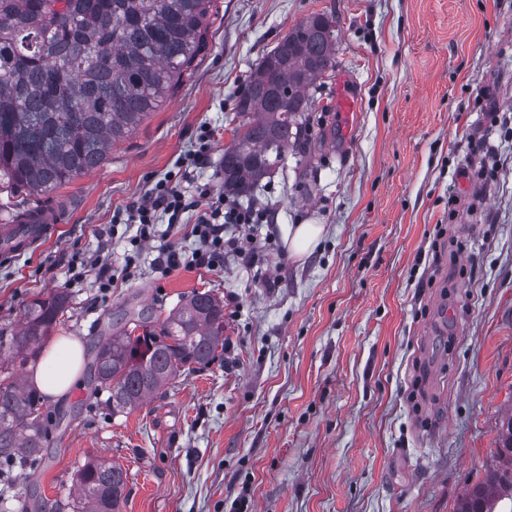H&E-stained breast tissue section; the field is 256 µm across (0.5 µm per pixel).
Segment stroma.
<instances>
[{
	"label": "stroma",
	"mask_w": 512,
	"mask_h": 512,
	"mask_svg": "<svg viewBox=\"0 0 512 512\" xmlns=\"http://www.w3.org/2000/svg\"><path fill=\"white\" fill-rule=\"evenodd\" d=\"M331 16L336 67L317 81L311 167L267 177L273 210L253 268H154L155 243L107 299L71 260L107 248L122 266L136 234L116 221L176 172L201 126L194 175L222 191L236 97L299 21ZM208 49L167 102L103 164L52 193L55 233L0 261V336L35 298L63 289L59 336L84 352L116 322L166 312L194 291L224 302V353L128 413L91 376L45 401L41 459L0 481V508L76 498L90 459L128 473L120 512H452L497 463L512 416V0H217ZM359 101L343 137L340 92ZM489 152L472 155L471 139ZM319 224L307 256L289 226ZM214 138V131L207 126L201 128L197 138V149L190 154L191 166L193 168H202L207 164L211 142Z\"/></svg>",
	"instance_id": "stroma-1"
}]
</instances>
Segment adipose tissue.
Returning <instances> with one entry per match:
<instances>
[{
	"label": "adipose tissue",
	"instance_id": "obj_1",
	"mask_svg": "<svg viewBox=\"0 0 512 512\" xmlns=\"http://www.w3.org/2000/svg\"><path fill=\"white\" fill-rule=\"evenodd\" d=\"M83 360L81 342L72 336L57 337L43 350L33 376L36 387L50 399L67 395L79 382Z\"/></svg>",
	"mask_w": 512,
	"mask_h": 512
}]
</instances>
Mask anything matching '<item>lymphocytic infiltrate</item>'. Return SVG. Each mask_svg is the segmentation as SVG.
<instances>
[{
  "label": "lymphocytic infiltrate",
  "mask_w": 512,
  "mask_h": 512,
  "mask_svg": "<svg viewBox=\"0 0 512 512\" xmlns=\"http://www.w3.org/2000/svg\"><path fill=\"white\" fill-rule=\"evenodd\" d=\"M189 172H179L158 180L140 200L125 209L128 223L137 227L133 246L155 240L157 221L167 216V233L181 226L185 213L195 212L196 218L189 234L196 246L191 254L190 266L212 271L223 269L225 257L232 256L244 266H251L256 251L239 244L238 240L224 236L228 224H263L269 222L271 212L263 206H243L215 193L210 185L196 186L194 195H187L183 184L189 181Z\"/></svg>",
  "instance_id": "lymphocytic-infiltrate-1"
}]
</instances>
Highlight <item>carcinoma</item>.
Returning <instances> with one entry per match:
<instances>
[{"label":"carcinoma","mask_w":512,"mask_h":512,"mask_svg":"<svg viewBox=\"0 0 512 512\" xmlns=\"http://www.w3.org/2000/svg\"><path fill=\"white\" fill-rule=\"evenodd\" d=\"M214 0H0V183L41 196L96 169L167 98L206 51ZM336 67L333 20L311 14L264 53L237 99L221 168L224 193L254 201L261 181L292 151L305 159L316 81ZM68 306L58 291L32 301L25 326L0 348L20 365L36 357ZM224 348V303L195 293L159 320L143 311L94 346L91 365L112 413L132 411ZM43 396L0 385V469L37 462L47 429ZM497 454L507 466L457 500L453 512H512V417ZM128 473L89 460L72 512H118Z\"/></svg>","instance_id":"1"}]
</instances>
